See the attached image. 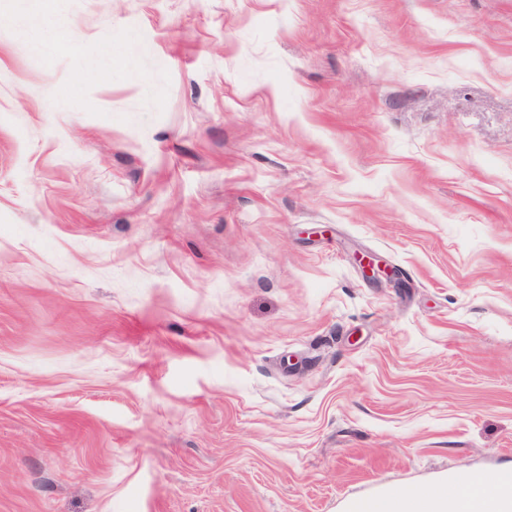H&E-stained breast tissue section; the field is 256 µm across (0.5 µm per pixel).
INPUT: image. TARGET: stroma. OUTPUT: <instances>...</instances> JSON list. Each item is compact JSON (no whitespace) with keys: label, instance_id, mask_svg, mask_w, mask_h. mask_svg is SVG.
Instances as JSON below:
<instances>
[{"label":"stroma","instance_id":"obj_1","mask_svg":"<svg viewBox=\"0 0 512 512\" xmlns=\"http://www.w3.org/2000/svg\"><path fill=\"white\" fill-rule=\"evenodd\" d=\"M473 471H512V0H0V512Z\"/></svg>","mask_w":512,"mask_h":512}]
</instances>
